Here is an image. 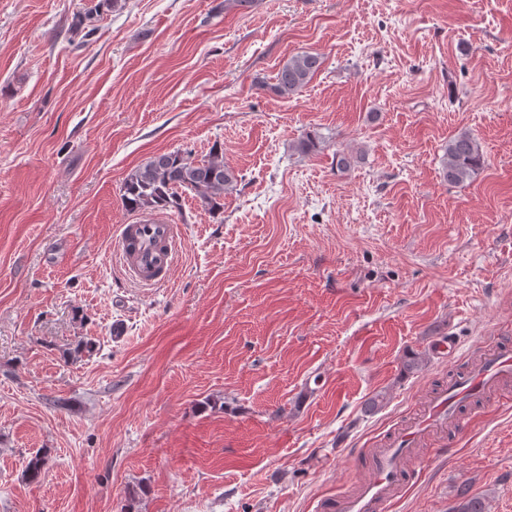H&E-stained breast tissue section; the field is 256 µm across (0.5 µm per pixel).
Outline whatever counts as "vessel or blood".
<instances>
[{
	"mask_svg": "<svg viewBox=\"0 0 512 512\" xmlns=\"http://www.w3.org/2000/svg\"><path fill=\"white\" fill-rule=\"evenodd\" d=\"M179 229L161 215L143 217L119 229L116 256L128 279L141 286L167 281L179 254ZM512 384V345H487L473 357L464 375L449 378L444 389L430 393L413 422L388 447L374 449L366 474L354 492L325 501L323 512H385L404 481V444L418 443L449 428H463L457 402L488 396Z\"/></svg>",
	"mask_w": 512,
	"mask_h": 512,
	"instance_id": "b4317fda",
	"label": "vessel or blood"
}]
</instances>
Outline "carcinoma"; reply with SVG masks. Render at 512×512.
Here are the masks:
<instances>
[{"instance_id":"obj_1","label":"carcinoma","mask_w":512,"mask_h":512,"mask_svg":"<svg viewBox=\"0 0 512 512\" xmlns=\"http://www.w3.org/2000/svg\"><path fill=\"white\" fill-rule=\"evenodd\" d=\"M322 66V57L305 52L288 58L278 69L274 91L282 98L299 94ZM321 137L307 132L295 145L303 154L320 147ZM484 157L477 138L469 133L448 142L442 161L443 178L451 184L470 180L483 166ZM238 176L224 163V148L214 145L199 160L179 150L151 156L133 169L121 187L123 207L130 212H147L167 208L180 209L181 195L191 192L212 214L224 208V195L236 189Z\"/></svg>"}]
</instances>
